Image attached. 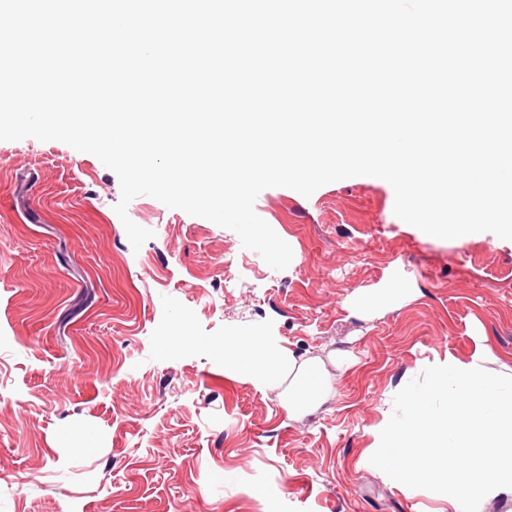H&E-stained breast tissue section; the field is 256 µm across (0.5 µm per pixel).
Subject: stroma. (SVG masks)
I'll return each instance as SVG.
<instances>
[{"mask_svg":"<svg viewBox=\"0 0 512 512\" xmlns=\"http://www.w3.org/2000/svg\"><path fill=\"white\" fill-rule=\"evenodd\" d=\"M120 196L92 154L0 141V512H448L369 450L426 367L480 353L512 376V241L427 235L358 176L259 194L293 252L276 270L146 195L127 213L154 236L133 250ZM390 283L394 307L351 314ZM228 336L320 360L321 404L289 414L287 380L226 372ZM406 288L387 286L385 288L361 289L349 301V310L352 314H364L379 306L394 304Z\"/></svg>","mask_w":512,"mask_h":512,"instance_id":"obj_1","label":"stroma"}]
</instances>
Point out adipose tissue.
Listing matches in <instances>:
<instances>
[{"instance_id": "1", "label": "adipose tissue", "mask_w": 512, "mask_h": 512, "mask_svg": "<svg viewBox=\"0 0 512 512\" xmlns=\"http://www.w3.org/2000/svg\"><path fill=\"white\" fill-rule=\"evenodd\" d=\"M224 366L258 387L269 386L284 374H291L286 405L292 415L315 408L325 393L318 361H297L293 353L271 344L263 336L226 337Z\"/></svg>"}]
</instances>
